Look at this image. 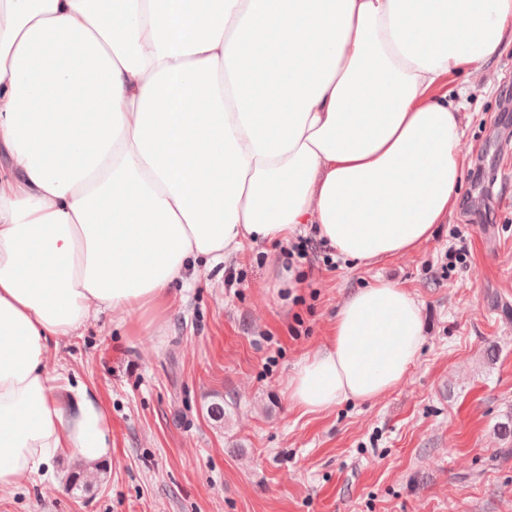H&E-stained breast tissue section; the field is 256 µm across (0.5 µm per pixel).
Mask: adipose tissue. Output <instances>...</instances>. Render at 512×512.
I'll list each match as a JSON object with an SVG mask.
<instances>
[{"label": "adipose tissue", "mask_w": 512, "mask_h": 512, "mask_svg": "<svg viewBox=\"0 0 512 512\" xmlns=\"http://www.w3.org/2000/svg\"><path fill=\"white\" fill-rule=\"evenodd\" d=\"M506 45L512 0H0V494L111 457L105 407L47 366L100 312L303 224L358 265L427 241L464 176L448 83ZM422 343L376 281L290 398L381 397Z\"/></svg>", "instance_id": "ef3b65f1"}]
</instances>
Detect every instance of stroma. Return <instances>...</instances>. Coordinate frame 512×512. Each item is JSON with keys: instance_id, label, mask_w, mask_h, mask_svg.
<instances>
[{"instance_id": "stroma-1", "label": "stroma", "mask_w": 512, "mask_h": 512, "mask_svg": "<svg viewBox=\"0 0 512 512\" xmlns=\"http://www.w3.org/2000/svg\"><path fill=\"white\" fill-rule=\"evenodd\" d=\"M482 71L448 86L467 90L468 168L430 239L368 266L322 243L306 277L285 274L287 242H247L157 312L100 313L49 366L107 409L111 458L89 470L62 454L55 480L23 479L0 512H512V438L497 433L512 421V46ZM379 279L421 308L405 380L302 413L299 362Z\"/></svg>"}]
</instances>
